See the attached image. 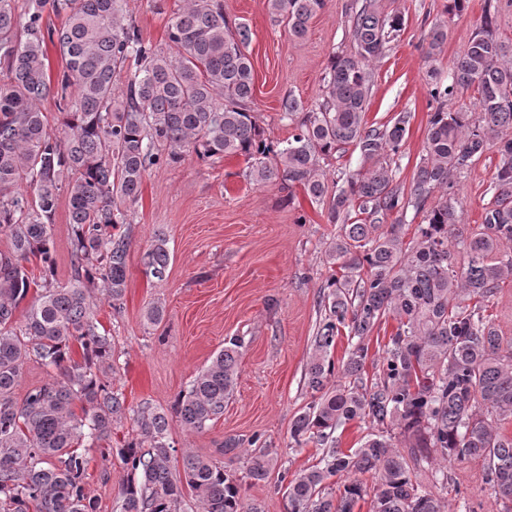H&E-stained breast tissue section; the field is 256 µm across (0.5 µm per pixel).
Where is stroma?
<instances>
[{
    "mask_svg": "<svg viewBox=\"0 0 512 512\" xmlns=\"http://www.w3.org/2000/svg\"><path fill=\"white\" fill-rule=\"evenodd\" d=\"M229 22L249 26L248 48L254 70L252 108L273 144L292 133L282 120L280 102L292 95L306 108L322 100L330 55L349 51L351 0H326L305 40H292L267 9L266 0H223ZM404 24L385 54L371 66L373 89L365 120L377 126L396 113L411 115L409 134L395 157L396 177L410 183L424 146L429 115L436 108L430 91L447 81L458 54L480 25L485 0H469L462 15L446 13L448 0H385ZM184 0H126L125 9L143 38L168 55L176 47L167 24ZM449 21L448 41L436 62L425 58L424 36L434 23ZM498 162L487 151L460 178L456 190L464 223H480L490 199L491 175ZM240 157L200 158L185 154L175 165L147 172L136 202L126 203L123 229L131 242L127 288L119 302L93 291L96 318L109 332L116 364L108 379L129 406L170 411L176 396L209 363L225 341L242 342L237 385L223 415L196 432L172 423L173 467L193 454L244 476L250 457L266 454L276 465L262 483L246 485L247 501L264 512H288L290 479L319 463L326 452L318 439L295 444L294 417L311 400L307 363L325 309L320 304L329 274L325 250L337 227L326 204L310 201L302 189L286 198L277 186L258 187L244 176ZM168 239L171 260L163 278L148 273L145 255L156 233ZM57 285L71 276L69 203L60 197L53 219ZM164 310L161 322L146 319L149 307ZM234 438L240 450L225 453ZM87 489L98 512H119L126 477L118 460L98 448H84ZM453 480L435 487L453 512H503L474 461L454 462Z\"/></svg>",
    "mask_w": 512,
    "mask_h": 512,
    "instance_id": "1",
    "label": "stroma"
}]
</instances>
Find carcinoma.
I'll list each match as a JSON object with an SVG mask.
<instances>
[{
  "instance_id": "obj_1",
  "label": "carcinoma",
  "mask_w": 512,
  "mask_h": 512,
  "mask_svg": "<svg viewBox=\"0 0 512 512\" xmlns=\"http://www.w3.org/2000/svg\"><path fill=\"white\" fill-rule=\"evenodd\" d=\"M325 4L267 0L296 40L307 38ZM498 11V0H485L480 27L448 83L432 90L439 106L406 187L391 157L409 132L410 113L376 127L364 120L371 63L403 26L384 0H353V50L332 55L317 110L283 98L293 133L281 148L268 141L251 108V30L229 23L222 0H187L174 14L168 38L175 56L142 37L124 0H31L24 11L18 0H0V64L9 74L0 87V234L10 239L0 252V512H98L78 452L84 441L106 444L102 455L117 457L126 470L121 512H183L186 489L197 512H263L247 502L242 479L210 460L187 455L182 474L173 475L167 415L133 409L102 379L112 370V337L100 329L89 290L99 287L114 302L123 297L130 241L112 229L124 223L121 204L136 201L150 168L177 164L186 152L241 156L253 184L277 185L288 198L299 187L320 203L328 193L320 159L349 148L359 167L340 172L328 206L338 231L326 262L339 273L324 284L329 315L308 363L312 401L291 425L295 443L316 437L329 449L322 465L288 483L289 512H354L367 497L371 512H449L421 477L446 485L456 460L479 463L495 500L512 504V435L502 428L512 420V341L487 314L504 281H512V255L505 252L512 246V60L496 34ZM46 12L64 15V22L44 27ZM447 40V25L431 27L426 58L436 60ZM49 43L65 63L55 85ZM469 89L474 110L442 106ZM50 95L63 114L58 135L47 131L40 109ZM493 147L499 161L492 196L482 223L470 229L455 187ZM63 192L72 272L60 287L51 226ZM355 209L363 222L351 221ZM411 209L423 220L407 242ZM33 259L38 279L27 269ZM169 259L158 233L146 254L150 273L162 277ZM32 287L37 297L20 320L16 312ZM387 317L397 328L370 382L364 340ZM342 328L353 343L336 371L330 350ZM75 343L78 360L71 356ZM240 348L229 339L179 393L173 413L181 425L202 431L224 414ZM31 359L48 369L49 380L19 399L16 388ZM333 372L336 385L329 388ZM125 418L141 439L114 447L112 425ZM357 419L373 431L356 448L338 447L335 433ZM273 468L274 458L254 456L247 478L263 482ZM365 473L376 475L374 486L359 479ZM338 475L348 479L339 493L328 483Z\"/></svg>"
}]
</instances>
